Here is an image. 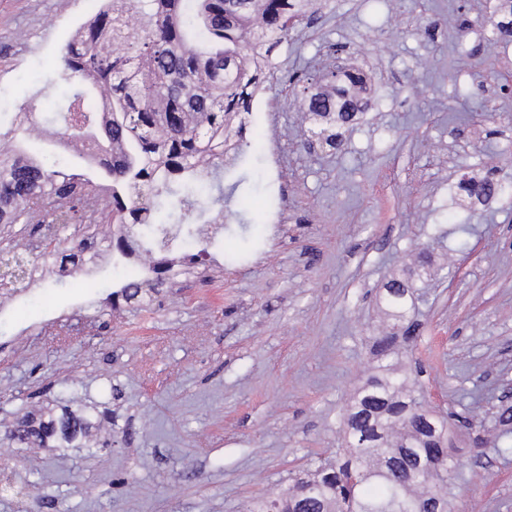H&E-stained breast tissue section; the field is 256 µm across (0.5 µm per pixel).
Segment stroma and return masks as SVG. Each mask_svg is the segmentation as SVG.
Returning a JSON list of instances; mask_svg holds the SVG:
<instances>
[{
	"instance_id": "obj_1",
	"label": "stroma",
	"mask_w": 512,
	"mask_h": 512,
	"mask_svg": "<svg viewBox=\"0 0 512 512\" xmlns=\"http://www.w3.org/2000/svg\"><path fill=\"white\" fill-rule=\"evenodd\" d=\"M495 0H326L276 51L314 79L351 58L371 104L342 151L304 149L303 87L264 82L279 177L243 153L224 167V216L194 272L151 302L111 307L126 265L22 280L0 301V430L20 410L72 395L108 408L85 449L17 448L0 468L21 497L0 512H246L291 474L333 459L339 414L372 372L384 286L409 279L420 390L469 416L448 442L462 465L454 512H512V456L495 416L512 380V200L461 208V176L512 183V36L494 39ZM98 0H0V126L34 103L61 123V47ZM470 28L460 33L461 18ZM469 224L460 232V224Z\"/></svg>"
}]
</instances>
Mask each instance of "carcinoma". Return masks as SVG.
Returning <instances> with one entry per match:
<instances>
[{"label":"carcinoma","instance_id":"cac0c4a2","mask_svg":"<svg viewBox=\"0 0 512 512\" xmlns=\"http://www.w3.org/2000/svg\"><path fill=\"white\" fill-rule=\"evenodd\" d=\"M317 0H107L78 37L60 50L59 78L72 87L65 126L12 123L0 138V224L42 223L56 204L38 260L58 268L87 251L83 239L61 247L69 224H118L160 241V220L177 207L223 200L224 142L233 120L250 111L253 94L278 67L273 50L293 25L311 17ZM492 29L512 30V0H498ZM307 111L351 120L366 102L365 79L327 78ZM150 278L120 289L125 300L148 295ZM385 305L400 330L412 322L400 285L386 287ZM406 352L419 336L373 337V373L341 415L343 448L336 460L289 478L272 499L248 512H448L451 476L460 467L448 447V420L414 395L395 367L394 345ZM498 452L512 455V411L496 418ZM91 422L81 407L36 418L19 412L5 427L19 447L69 448Z\"/></svg>","mask_w":512,"mask_h":512}]
</instances>
